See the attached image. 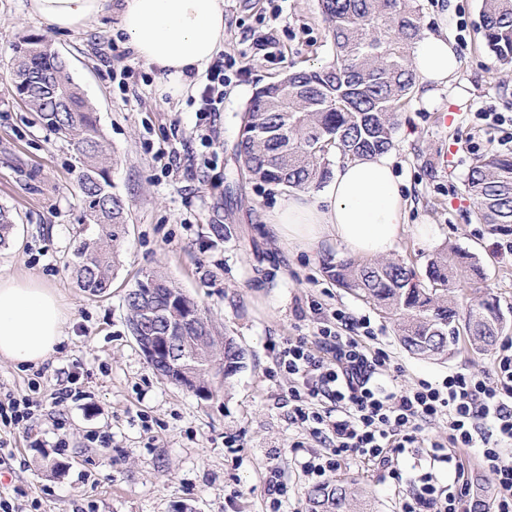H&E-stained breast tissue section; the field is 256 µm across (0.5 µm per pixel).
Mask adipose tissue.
<instances>
[{
    "label": "adipose tissue",
    "instance_id": "adipose-tissue-1",
    "mask_svg": "<svg viewBox=\"0 0 512 512\" xmlns=\"http://www.w3.org/2000/svg\"><path fill=\"white\" fill-rule=\"evenodd\" d=\"M48 26L74 30L105 13L116 14L134 58L154 67L163 90L180 98L224 48V0H31ZM459 66L447 33H427L412 54L415 86L424 102L447 87ZM389 153L347 160L319 197L300 192L268 216L289 246L317 252L334 240L352 255H388L405 233L409 201L394 176ZM66 319L53 288L37 277L0 276V359L15 365L46 361L63 340Z\"/></svg>",
    "mask_w": 512,
    "mask_h": 512
}]
</instances>
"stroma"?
<instances>
[{"instance_id": "stroma-1", "label": "stroma", "mask_w": 512, "mask_h": 512, "mask_svg": "<svg viewBox=\"0 0 512 512\" xmlns=\"http://www.w3.org/2000/svg\"><path fill=\"white\" fill-rule=\"evenodd\" d=\"M224 53L234 65L224 107L207 130L198 126V95L177 101L161 91L158 71L132 57L116 20L103 15L77 30H52L30 0H0V205L16 217L0 247V275L36 276L53 287L66 315L63 342L40 368L0 360V392L24 391L39 379L41 395L64 388L69 373L88 399L67 401L63 425L46 418L8 434L0 449V498L19 512H267L265 480L276 467L288 486L281 512H309L316 486L301 464L321 447L293 424L288 377L275 364L283 342L312 335L310 303L369 317L374 346L391 356L399 385L484 374L494 351L467 338L447 356L424 359L399 343L395 323L339 288L324 258L292 252L266 223L289 190L250 179L234 154L242 116L255 90L291 70L330 64L334 46L319 0H224ZM422 32H448L459 67L434 104L410 92L397 111L393 173L411 202L406 232L390 254L425 274L444 245L477 257L485 284L512 321V253L505 239L478 224L464 187L484 155L505 152L504 130L483 112L512 114V65L486 48L481 0H413ZM273 32L275 56L256 53L255 34ZM41 35L69 62L70 73L96 109L114 163V192L129 208L123 264L110 293L92 297L77 287L70 261L84 222L76 183V152L56 139L36 112L16 97L9 77L15 46ZM126 66L114 79V63ZM208 142H201V135ZM226 228L215 236L211 225ZM435 230L423 239L418 225ZM148 271L165 273L205 308L218 333L246 351L230 384L204 399L161 379L128 328L124 297ZM108 445L89 443L91 434ZM68 448L59 449V440ZM307 451H295V442ZM402 480L355 460L328 474L354 480L373 512H400L407 481L429 468L447 485L448 470L407 453Z\"/></svg>"}]
</instances>
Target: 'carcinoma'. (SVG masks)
<instances>
[{"label": "carcinoma", "instance_id": "obj_1", "mask_svg": "<svg viewBox=\"0 0 512 512\" xmlns=\"http://www.w3.org/2000/svg\"><path fill=\"white\" fill-rule=\"evenodd\" d=\"M411 0H321L336 51L320 69L292 71L252 96L242 117L236 156L250 178L289 189L307 190L329 174L327 155L336 149L347 158L384 153L393 146L396 112L414 85L411 57L420 36V18ZM482 28L488 49L503 65L512 64V0H482ZM30 36L16 46L15 60L30 76L25 87L11 81L57 138L75 146L77 180L89 223L73 249L77 285L91 296L106 294L120 265L126 234V203L112 191L108 143L94 108L73 81L69 66L37 53L21 55ZM477 221L492 234L512 236V154L479 159L465 179ZM15 224L0 207V244ZM336 284L396 322L400 344L423 358L444 356L466 336L485 351L512 328L497 297L483 285L484 274L472 255L444 248L431 260L426 280L401 261L345 259L325 263ZM455 282L460 301L446 297ZM129 328L145 308L167 313L183 336H213L215 331L196 302L161 272L143 275L126 294ZM246 359L234 339L192 342L188 365L154 363L162 379L195 393L210 366L229 380ZM310 512H370L355 483L317 487L309 494Z\"/></svg>", "mask_w": 512, "mask_h": 512}]
</instances>
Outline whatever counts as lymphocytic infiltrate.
I'll return each mask as SVG.
<instances>
[{"label": "lymphocytic infiltrate", "mask_w": 512, "mask_h": 512, "mask_svg": "<svg viewBox=\"0 0 512 512\" xmlns=\"http://www.w3.org/2000/svg\"><path fill=\"white\" fill-rule=\"evenodd\" d=\"M232 66L224 55L209 66L200 90V120L223 107ZM313 311L319 320L313 338L286 340L276 354V366L290 382L291 420L323 449L303 462L304 471L321 477L350 458L388 469L399 455L423 446L431 462L458 471V450L476 448L494 488L493 512H512V467L500 461L503 449L512 445V342L500 346L491 375L455 372L438 383L395 386L386 382L389 353L365 344L373 336L369 319L351 318L340 308L328 312L318 302ZM39 391L33 384L25 393L0 394V427L29 428L50 407L86 397L77 387L49 401L39 398ZM438 416L448 419L447 441L424 443L423 423ZM409 485L401 512H482L484 507L469 489L438 485L427 472Z\"/></svg>", "instance_id": "lymphocytic-infiltrate-1"}]
</instances>
